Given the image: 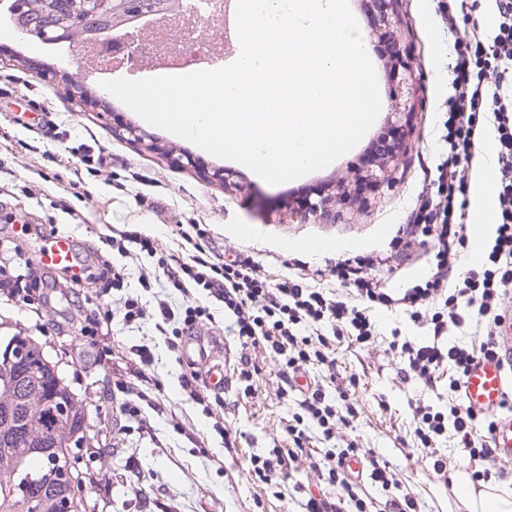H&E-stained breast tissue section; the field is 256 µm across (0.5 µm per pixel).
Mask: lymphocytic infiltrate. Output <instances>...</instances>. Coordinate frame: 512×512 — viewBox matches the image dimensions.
<instances>
[{"instance_id":"f902f5d3","label":"lymphocytic infiltrate","mask_w":512,"mask_h":512,"mask_svg":"<svg viewBox=\"0 0 512 512\" xmlns=\"http://www.w3.org/2000/svg\"><path fill=\"white\" fill-rule=\"evenodd\" d=\"M494 2L497 24L493 31L484 32L479 22H472L464 39L453 45L448 65L453 93L438 138L444 154L436 168L439 194L434 199L417 197L413 223L401 228L404 234L431 236L436 241L438 260L424 284L397 290L381 287L369 273L386 268L389 259L374 253L338 261L326 273L315 269L273 281L250 257L239 254L227 260L215 252L210 231L202 224L183 231L182 237L191 247L185 256L158 254L153 237L132 224L113 228L106 240L107 246L120 252L126 244H136L141 255L156 259L169 287L182 296L179 308L161 299L151 312L138 299H126V325L150 323L156 330H170L167 345L178 350L182 337L193 335L199 323L213 318L209 306L192 295L200 289L222 304L227 330L240 346L239 383L251 386L258 375L260 368L252 357L256 349L278 365L283 383L291 389L301 371L311 367L324 370L325 381L308 386L296 402L287 429L288 450L276 447L271 456L250 458L253 472L270 484L299 457L311 455L313 443L324 444L315 472L333 494L310 495L302 505L303 512H337L342 505L352 512H367L366 500L343 469L346 456L358 451L356 442H348L339 452L330 443L337 430L350 426L358 415L347 387L337 380L336 350L344 346L358 352L374 344L372 313L376 310L400 309L413 317L424 308L432 311L426 340L396 337L390 347L400 360L401 379L419 380L429 391L436 390L440 381L448 383L447 405H435L425 397L409 405L414 438L421 448L430 450L436 477L448 478L447 458L432 450L445 436L462 448L465 462L479 464L477 480L487 483L494 476L495 464L486 444L494 420L474 415L458 395L469 364L492 355L490 333L501 317L497 299L512 290V0ZM485 129L492 131L495 142L496 228L482 270L466 271L450 264L452 257L468 247L470 211L463 197L461 173L474 157ZM327 273L342 287V294L335 296L318 287V280ZM472 324L485 327L486 337L467 344L453 342L455 332ZM367 464L372 484L387 494L381 512H419L417 497L393 469L373 455L368 456Z\"/></svg>"}]
</instances>
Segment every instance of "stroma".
<instances>
[{
	"instance_id": "obj_1",
	"label": "stroma",
	"mask_w": 512,
	"mask_h": 512,
	"mask_svg": "<svg viewBox=\"0 0 512 512\" xmlns=\"http://www.w3.org/2000/svg\"><path fill=\"white\" fill-rule=\"evenodd\" d=\"M362 32L369 35L372 64L380 74L382 97L392 99L387 78L392 60H381L379 38L369 30L377 7L372 0H349ZM397 21L389 27L402 59L414 74L419 91L413 113L403 125L401 147L394 159L373 166L379 183L370 184L363 199L353 191L362 167L366 144L377 141L389 126L386 106L362 144L326 168L298 179V186L324 185L325 215L305 219L286 185H270L244 165L215 157L144 120L105 92L88 62L66 55V43H48L17 31L6 0H0V220L39 224L45 233L65 231L87 251L102 248L117 224H135L154 236L162 249L177 250L181 229L205 224L215 251L242 252L262 264L273 277L288 272L289 260L310 268L328 269L336 261L371 251L403 257L394 269L390 287L421 283L436 264L432 241L398 236L409 223L418 194L436 195V166L441 161L437 139L448 116L449 54L453 40L443 32L434 0H397ZM77 81L91 104L70 99L67 87ZM145 129L148 143L120 134L122 125ZM102 157L90 169L83 155ZM223 169L228 181L211 179ZM306 236L331 240L319 254L286 250L284 244ZM127 268L126 295L139 297L147 307L157 299L179 305L181 294L154 283L141 288V274H154L155 265L130 250L121 259ZM99 283L89 277L69 291V300L52 294L32 310L0 294V336L22 329L45 342L49 351L66 348L59 371L84 400L89 424L85 457L95 483L88 499L95 512H299L300 504L317 489V476L308 462H300L278 484L261 482L251 470V455H268L282 442L296 409V394L280 398L278 368L265 362L244 395L237 379L223 392L205 390L208 408L184 395L179 379L202 375L201 366L187 363L171 351L154 326H126L121 298L112 299L109 338L112 358L99 360L85 344L81 329L89 312L85 299L96 296ZM421 336L426 319L411 320L404 313L379 316V336L369 350L355 354L338 348L341 376H354L351 388L359 411L352 428L341 430L337 447L355 439L361 453L377 452L418 496L421 512H466L467 499L448 489L432 472L426 452L413 436L411 400L425 395L416 380H401L399 361L388 347L393 330ZM148 345L155 363L145 376L132 367L135 348ZM135 388L159 389L162 412H147L145 425L121 415L125 394L115 382ZM388 409H380L379 399ZM222 422L228 437L213 428ZM194 439H187L186 431ZM209 450L201 457L194 440Z\"/></svg>"
}]
</instances>
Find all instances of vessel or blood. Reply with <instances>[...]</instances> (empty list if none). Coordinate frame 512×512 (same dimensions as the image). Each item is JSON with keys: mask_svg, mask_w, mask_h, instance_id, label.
I'll return each mask as SVG.
<instances>
[{"mask_svg": "<svg viewBox=\"0 0 512 512\" xmlns=\"http://www.w3.org/2000/svg\"><path fill=\"white\" fill-rule=\"evenodd\" d=\"M72 239L60 234L50 239L41 263L46 267H67L74 263ZM495 354L474 360L460 386V396L472 413L490 416L495 427L490 435L493 460H512V411L506 404L512 400V314L502 316L494 338ZM183 358L205 362V381L209 388L224 390L228 377L223 363H210L204 343L193 339L183 349Z\"/></svg>", "mask_w": 512, "mask_h": 512, "instance_id": "b4317fda", "label": "vessel or blood"}]
</instances>
